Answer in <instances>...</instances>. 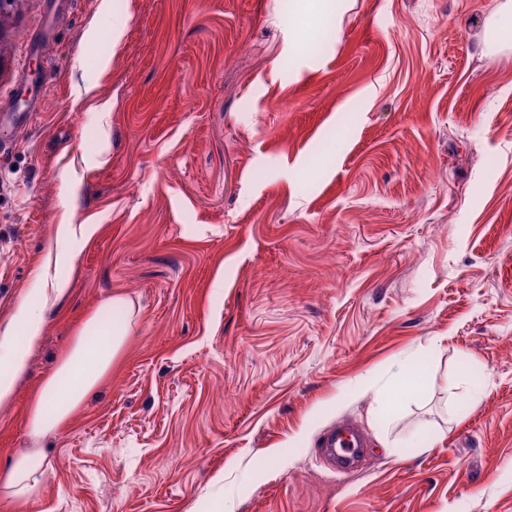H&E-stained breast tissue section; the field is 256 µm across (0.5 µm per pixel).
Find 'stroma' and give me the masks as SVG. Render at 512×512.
Listing matches in <instances>:
<instances>
[{"instance_id":"1","label":"stroma","mask_w":512,"mask_h":512,"mask_svg":"<svg viewBox=\"0 0 512 512\" xmlns=\"http://www.w3.org/2000/svg\"><path fill=\"white\" fill-rule=\"evenodd\" d=\"M111 2L120 44L100 0H14L0 40V332L56 226L98 227L0 465L86 319L138 309L0 512H512V0ZM364 447L362 434L349 424L328 433L322 445L326 458L341 473H349L355 468L360 448Z\"/></svg>"}]
</instances>
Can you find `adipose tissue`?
<instances>
[{"label": "adipose tissue", "instance_id": "adipose-tissue-1", "mask_svg": "<svg viewBox=\"0 0 512 512\" xmlns=\"http://www.w3.org/2000/svg\"><path fill=\"white\" fill-rule=\"evenodd\" d=\"M67 290V280L51 273L49 266L34 271L28 290L15 306L10 337L0 341V404L12 398L16 379L27 369L28 353L44 331L46 311ZM106 305L125 310L126 319L110 323L96 315L90 317L56 370L45 378L28 413L32 447L17 453L0 468V488L10 498L28 502L38 496L48 470L40 442L71 419L87 394L110 372L123 349L135 317L133 303L116 295Z\"/></svg>", "mask_w": 512, "mask_h": 512}]
</instances>
